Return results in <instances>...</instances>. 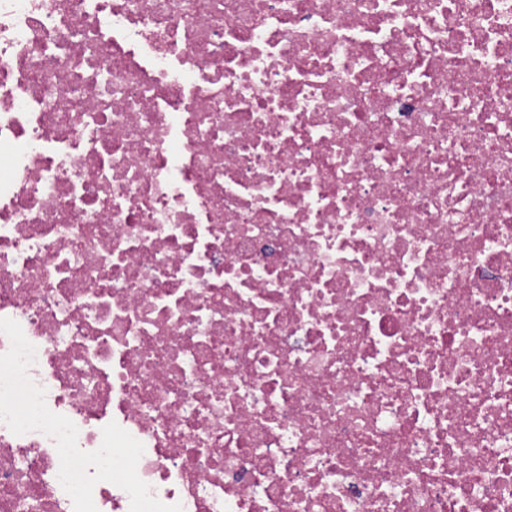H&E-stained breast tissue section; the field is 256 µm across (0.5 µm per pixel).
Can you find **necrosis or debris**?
Masks as SVG:
<instances>
[{
    "instance_id": "necrosis-or-debris-1",
    "label": "necrosis or debris",
    "mask_w": 512,
    "mask_h": 512,
    "mask_svg": "<svg viewBox=\"0 0 512 512\" xmlns=\"http://www.w3.org/2000/svg\"><path fill=\"white\" fill-rule=\"evenodd\" d=\"M512 0H0V512H512Z\"/></svg>"
}]
</instances>
